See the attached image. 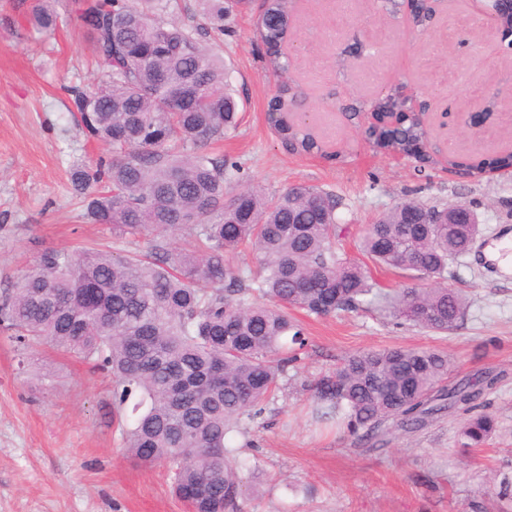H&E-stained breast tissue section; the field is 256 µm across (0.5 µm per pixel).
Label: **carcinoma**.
I'll return each mask as SVG.
<instances>
[{"mask_svg":"<svg viewBox=\"0 0 512 512\" xmlns=\"http://www.w3.org/2000/svg\"><path fill=\"white\" fill-rule=\"evenodd\" d=\"M171 2L79 0L96 79L63 90L76 125L110 156L74 169L72 185L86 219L112 228L115 248L45 250L0 292V324L22 355L46 341L111 375L114 414L133 415L127 454L164 466L190 512H227L241 493L238 439L307 345L292 312L321 318L376 304L396 320L451 332L469 301L446 284L448 268L480 229L448 223L446 207L397 204L359 243L372 263L412 281L384 291L340 254L346 227L333 194L307 185L229 194L239 166L209 146L236 130L238 103L224 61L200 36L224 32V18L250 0H201L205 24L191 28L165 18ZM290 4L269 0L255 30L284 74ZM26 18L35 30L54 29L53 0H31ZM293 103L284 85L269 111L283 116ZM278 130L300 151L321 150L295 122ZM424 134L407 122L393 143L403 149ZM175 231L194 249L178 245ZM147 235L143 258L118 249ZM243 246L259 256L257 268L231 263ZM447 375L438 350L384 347L343 358L311 383V397L321 418L363 441L386 426L410 432L449 408L479 407L480 389L447 387ZM494 431L493 416L477 414L459 443L481 447Z\"/></svg>","mask_w":512,"mask_h":512,"instance_id":"cac0c4a2","label":"carcinoma"}]
</instances>
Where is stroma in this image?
<instances>
[{
    "mask_svg": "<svg viewBox=\"0 0 512 512\" xmlns=\"http://www.w3.org/2000/svg\"><path fill=\"white\" fill-rule=\"evenodd\" d=\"M262 0L224 20L206 46L223 56L239 102L236 131L214 145L241 166L233 186L273 195L297 184L335 194L347 233L348 258L371 222L414 199L466 206L481 233L448 270L469 308L450 333L428 332L371 313L300 316L307 347L289 367L244 449L246 486L238 512H512V271L491 248L512 236V170L463 178L445 169L458 160L512 148V54L487 27L475 0H437L424 34L381 0H293L292 37L283 47L289 69L271 71L254 34ZM57 28L40 33L0 0V290L48 248L112 247L108 226L91 224L73 190V167L105 153L70 120L63 88L90 83L91 47L73 0H57ZM301 96L295 113H313L322 155L287 152L266 112L283 84ZM406 88L418 102L459 114L432 126L434 162H400L376 151L337 103L363 107ZM428 347L448 356V381H478L481 409L496 417L482 447L463 449L465 420L451 410L416 431L396 430L372 444L355 443L317 422L308 386L345 356L387 347ZM508 491H501V483ZM0 512H189L163 466L142 467L122 446L113 414L112 382L90 364L46 346L20 365L0 329Z\"/></svg>",
    "mask_w": 512,
    "mask_h": 512,
    "instance_id": "stroma-1",
    "label": "stroma"
}]
</instances>
